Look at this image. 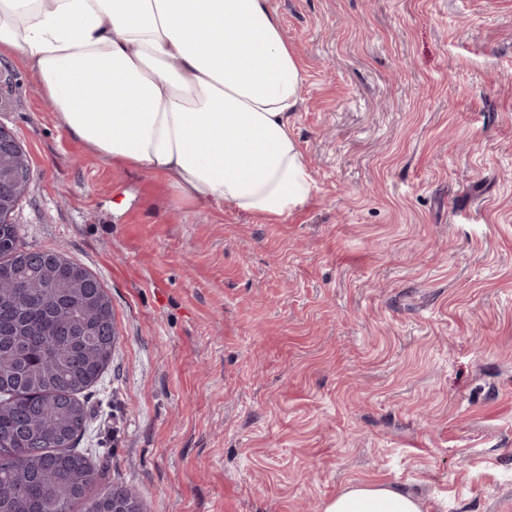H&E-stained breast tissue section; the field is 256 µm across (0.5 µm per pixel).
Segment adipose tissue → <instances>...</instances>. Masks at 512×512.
<instances>
[{
    "mask_svg": "<svg viewBox=\"0 0 512 512\" xmlns=\"http://www.w3.org/2000/svg\"><path fill=\"white\" fill-rule=\"evenodd\" d=\"M0 52L19 57L61 128L182 202L283 222L314 180L289 128L302 70L270 0H0ZM323 512H422L356 483Z\"/></svg>",
    "mask_w": 512,
    "mask_h": 512,
    "instance_id": "ef3b65f1",
    "label": "adipose tissue"
}]
</instances>
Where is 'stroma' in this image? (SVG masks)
<instances>
[{
    "instance_id": "stroma-1",
    "label": "stroma",
    "mask_w": 512,
    "mask_h": 512,
    "mask_svg": "<svg viewBox=\"0 0 512 512\" xmlns=\"http://www.w3.org/2000/svg\"><path fill=\"white\" fill-rule=\"evenodd\" d=\"M316 188L286 221L177 201L63 133L0 56L12 220L95 274L117 342L84 394L93 484L144 512H424L512 499V0H271ZM323 512H422V503L401 488L382 483H356L328 501Z\"/></svg>"
}]
</instances>
